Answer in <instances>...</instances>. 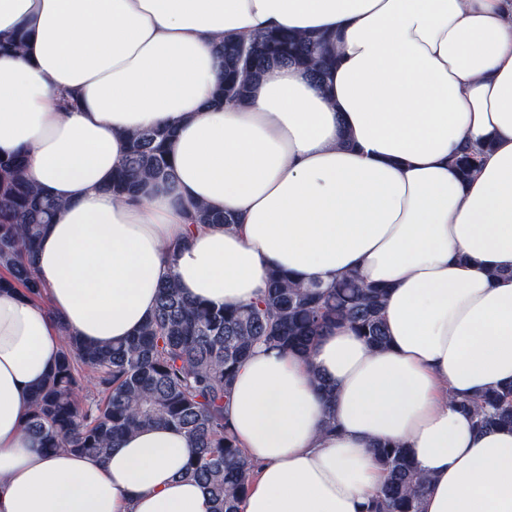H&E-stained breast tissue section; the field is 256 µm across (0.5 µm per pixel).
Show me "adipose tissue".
I'll return each instance as SVG.
<instances>
[{
    "label": "adipose tissue",
    "instance_id": "ef3b65f1",
    "mask_svg": "<svg viewBox=\"0 0 512 512\" xmlns=\"http://www.w3.org/2000/svg\"><path fill=\"white\" fill-rule=\"evenodd\" d=\"M274 27L338 35L325 84L278 65L246 103L212 105L214 41ZM22 29L23 53L0 51V157L24 152L61 207L42 299L0 291V512H212L183 431L98 459L44 450L24 422L65 335L129 337L169 277L247 304L273 268L387 287L389 345L344 326L308 360L254 347L224 408L255 466L242 512H363L383 440L429 478L423 512H512V429L449 402L512 380V0H0V38ZM156 127L176 131V189L121 201L126 136ZM465 142L485 150L467 180ZM200 203L237 225H189Z\"/></svg>",
    "mask_w": 512,
    "mask_h": 512
}]
</instances>
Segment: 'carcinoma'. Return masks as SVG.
<instances>
[{"mask_svg": "<svg viewBox=\"0 0 512 512\" xmlns=\"http://www.w3.org/2000/svg\"><path fill=\"white\" fill-rule=\"evenodd\" d=\"M26 32L0 41L5 51H23ZM328 33L270 30L248 39L224 38L216 52L224 77L213 103L244 101L252 81L277 64L308 70L322 84L335 63ZM169 127L129 135L122 165L107 189L122 200L139 201L151 186L175 182ZM469 144L455 157L462 178L480 164ZM23 154L0 158V289L41 298L34 257L45 225L59 203L25 177ZM188 223H235L232 214L196 205ZM387 289L350 273L326 290L305 285L282 270L268 276L263 297L246 305L215 307L184 298L177 282L161 284L156 306L142 328L124 342L87 344L67 337L54 368L33 392L25 432L48 450L65 448L105 458L121 438L154 425L186 432L193 443L186 474L204 483L213 512H240L253 479L224 415L235 375L258 344L309 359L317 339L349 326L374 349L389 340L383 317ZM471 414L476 429L512 428V384L480 395L452 400ZM383 482L364 505L365 512H421L428 479L409 449L382 441L373 448Z\"/></svg>", "mask_w": 512, "mask_h": 512, "instance_id": "carcinoma-1", "label": "carcinoma"}]
</instances>
